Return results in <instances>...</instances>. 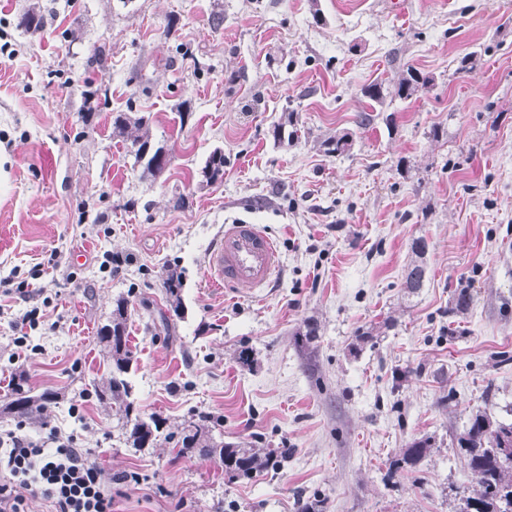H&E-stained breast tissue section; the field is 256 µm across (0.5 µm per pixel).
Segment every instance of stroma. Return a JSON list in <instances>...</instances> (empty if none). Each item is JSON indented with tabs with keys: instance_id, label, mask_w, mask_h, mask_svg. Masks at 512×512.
Returning a JSON list of instances; mask_svg holds the SVG:
<instances>
[{
	"instance_id": "35a3bbf8",
	"label": "stroma",
	"mask_w": 512,
	"mask_h": 512,
	"mask_svg": "<svg viewBox=\"0 0 512 512\" xmlns=\"http://www.w3.org/2000/svg\"><path fill=\"white\" fill-rule=\"evenodd\" d=\"M33 4L45 25L21 33ZM410 68L432 79L417 97L363 96ZM86 89L99 93L90 112ZM129 109L170 157L159 177L112 133ZM288 110L299 138L275 143ZM343 133L350 149L326 155ZM217 148L224 180L203 184ZM236 222L282 254L258 296L207 281ZM418 237L427 273L410 294ZM169 266L184 275L180 319L165 315ZM120 295L142 416L167 433L210 417L216 439L287 449L278 470L230 483L211 459L126 443L93 390ZM310 318L303 350L294 334ZM375 323L380 336L351 353ZM20 371L61 399L47 423L5 415L0 433L74 435L112 512H296L312 495L324 512H457V490L476 486L456 451L470 412L512 421V0H0V399ZM420 437L430 456L387 479ZM428 242L423 237L415 238L410 245L412 259L407 266L404 288L409 293H415L423 287L426 274L424 257L428 252Z\"/></svg>"
}]
</instances>
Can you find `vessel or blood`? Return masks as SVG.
Listing matches in <instances>:
<instances>
[{
  "mask_svg": "<svg viewBox=\"0 0 512 512\" xmlns=\"http://www.w3.org/2000/svg\"><path fill=\"white\" fill-rule=\"evenodd\" d=\"M279 266L276 242L257 225L246 223L225 225L206 259L208 281L214 288L266 287Z\"/></svg>",
  "mask_w": 512,
  "mask_h": 512,
  "instance_id": "1",
  "label": "vessel or blood"
}]
</instances>
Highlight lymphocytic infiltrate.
<instances>
[{
    "instance_id": "obj_1",
    "label": "lymphocytic infiltrate",
    "mask_w": 512,
    "mask_h": 512,
    "mask_svg": "<svg viewBox=\"0 0 512 512\" xmlns=\"http://www.w3.org/2000/svg\"><path fill=\"white\" fill-rule=\"evenodd\" d=\"M12 446L0 453V512H24L28 493L51 500L55 512H112V492L73 436L52 432L48 440L8 432Z\"/></svg>"
}]
</instances>
